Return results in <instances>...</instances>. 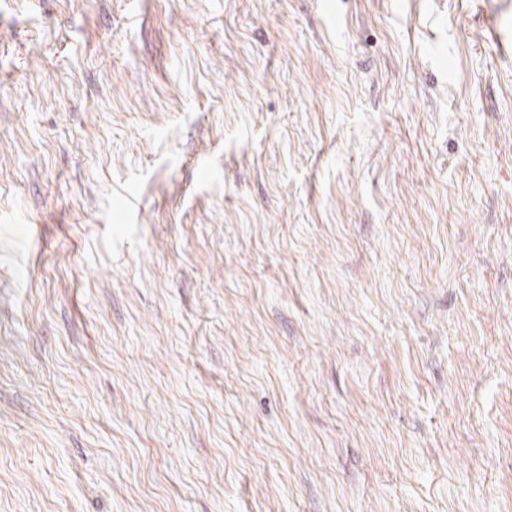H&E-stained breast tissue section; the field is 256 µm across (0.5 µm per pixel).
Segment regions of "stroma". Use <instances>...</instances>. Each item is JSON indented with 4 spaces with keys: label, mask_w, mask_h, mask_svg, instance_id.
Returning a JSON list of instances; mask_svg holds the SVG:
<instances>
[{
    "label": "stroma",
    "mask_w": 512,
    "mask_h": 512,
    "mask_svg": "<svg viewBox=\"0 0 512 512\" xmlns=\"http://www.w3.org/2000/svg\"><path fill=\"white\" fill-rule=\"evenodd\" d=\"M0 512H512V0H0Z\"/></svg>",
    "instance_id": "35a3bbf8"
}]
</instances>
